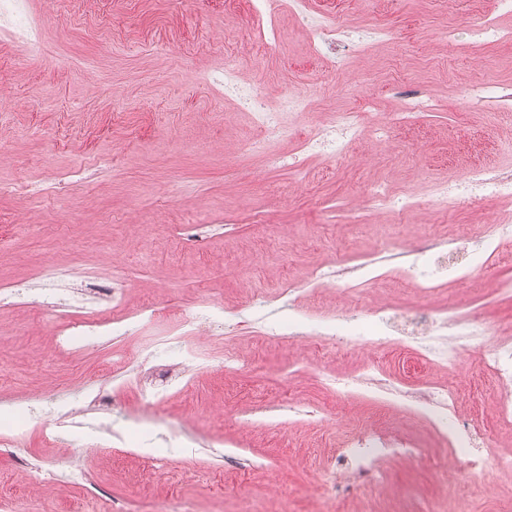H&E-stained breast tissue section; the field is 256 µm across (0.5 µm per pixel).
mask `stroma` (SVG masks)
<instances>
[{
  "instance_id": "1",
  "label": "stroma",
  "mask_w": 512,
  "mask_h": 512,
  "mask_svg": "<svg viewBox=\"0 0 512 512\" xmlns=\"http://www.w3.org/2000/svg\"><path fill=\"white\" fill-rule=\"evenodd\" d=\"M273 2L283 41L270 54L251 46L248 0H23L44 49L32 64L0 33V283L35 299L33 278L46 265L75 276L90 269L107 283L117 274L126 303L116 316L145 300L165 315L126 336L83 337L71 354L56 349L32 304L0 307V436L28 423L26 461L0 445V512H503L512 503V472L493 458L481 477L463 478L465 457L438 445L439 418L322 385L370 361L399 382L445 383L458 417L507 442L492 408L500 387L474 354L446 371L372 339L376 307L400 320L461 307L487 320L483 349L511 342L512 300L496 288L512 280V243L495 269L475 267L429 297L382 267L347 294L314 293L312 281L338 258L477 235L491 213L512 209L496 201L442 219L430 205L436 185L460 181L471 165L512 168V124L465 98L484 79L512 85V39L475 47L469 38L489 19L512 32V16L498 15L494 0L453 15L440 0H351L341 22L388 38L328 72L290 0ZM228 63L267 107L301 95L300 120L268 136L212 84ZM400 82L435 102L415 132L381 141L363 130L339 158L298 152L326 113L367 103L395 112ZM274 155L285 165L271 166ZM22 184L44 191L18 193ZM377 185L418 200L406 223L369 208ZM289 283L296 291L286 298ZM203 303L222 326L194 336L196 365L166 333L170 317ZM337 313L354 316L351 341L292 333L297 315ZM228 350L244 370L225 372ZM116 354L126 370L101 376ZM158 365L182 381L153 404L141 388ZM102 388L120 396L98 411L91 398ZM385 422L424 442L425 454L383 461L378 482L334 471L337 441ZM74 469L86 482H71Z\"/></svg>"
}]
</instances>
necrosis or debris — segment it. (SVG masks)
Returning a JSON list of instances; mask_svg holds the SVG:
<instances>
[{
	"label": "necrosis or debris",
	"mask_w": 512,
	"mask_h": 512,
	"mask_svg": "<svg viewBox=\"0 0 512 512\" xmlns=\"http://www.w3.org/2000/svg\"><path fill=\"white\" fill-rule=\"evenodd\" d=\"M376 33L358 35L350 39L341 25L331 23L329 18L312 30V51L327 66L336 71L343 69L349 55L346 45L354 49L366 48L376 40ZM234 70L225 67L224 82L231 85L235 94L251 105L255 122L265 130L279 132L287 123L290 110L296 109L294 98H284L279 109H268L258 101L251 86L234 82ZM361 132V122L355 112H330L319 125L313 136L301 140L300 153L308 156L339 155L356 140ZM512 200V171H497L480 165L473 166L466 174L465 187L461 190H449L441 185L436 189V202L439 209H447L449 204L476 205L485 199ZM512 241V212H500L489 221V229L479 237L454 236L434 238L423 241L415 249L405 250L399 247L389 249L383 260L393 265L399 276L424 294L435 293L449 274L467 276V269H450L448 254L453 250L469 251L473 257L493 259L501 243ZM34 286L41 290L44 300L41 309L48 321L59 324V342L70 346L72 337L93 336L110 333L116 336L130 331V323L113 320L110 312L93 307L90 298L82 290L73 288L67 293L65 302L58 303L54 294L61 283L50 270L36 273ZM376 314L382 325V333L377 341L400 347L412 355L453 368L460 353L473 344L479 343L485 331L482 321L470 318L465 313H424L418 315L417 330H409L405 323L398 321L387 308H377ZM448 332V342L433 346L427 344L426 336ZM483 366L497 378L502 396L497 405L496 416L502 425L512 427V347L502 346L490 350L482 360ZM378 394H387L397 399L399 404L423 411H448L454 404V397L444 386L438 384L422 385L416 388L395 386L389 380L378 379ZM443 440L454 447L469 445L474 452L467 467L470 474H479L483 469L486 441L481 427L475 422L454 421L452 430L442 433ZM415 443L405 440L398 431L379 433L371 429L361 431L344 443L336 452V464L344 472L353 476H375L379 469L376 460L380 455L392 454L406 458L418 455Z\"/></svg>",
	"instance_id": "4bbe7bcc"
}]
</instances>
